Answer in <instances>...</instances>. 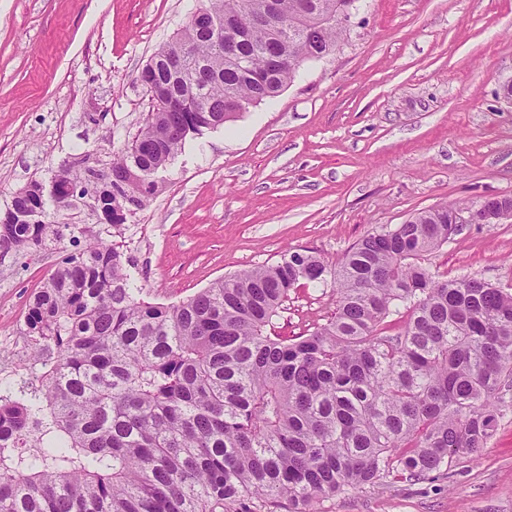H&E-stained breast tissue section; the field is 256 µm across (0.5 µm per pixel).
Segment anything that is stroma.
Instances as JSON below:
<instances>
[{"label": "stroma", "instance_id": "stroma-1", "mask_svg": "<svg viewBox=\"0 0 512 512\" xmlns=\"http://www.w3.org/2000/svg\"><path fill=\"white\" fill-rule=\"evenodd\" d=\"M206 0H0V210L80 153L102 162L152 109L137 76ZM120 228L50 211L79 243L122 244L146 300L171 304L290 250L328 263L443 205L512 196V0H358L335 52L276 98L188 141ZM63 255L0 252V381L24 364L30 295ZM448 278L512 285V219L467 221L429 257ZM331 286L292 292L276 327L326 319ZM319 512H512V410L475 460L420 483L326 498Z\"/></svg>", "mask_w": 512, "mask_h": 512}]
</instances>
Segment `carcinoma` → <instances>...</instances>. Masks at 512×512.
<instances>
[{
    "mask_svg": "<svg viewBox=\"0 0 512 512\" xmlns=\"http://www.w3.org/2000/svg\"><path fill=\"white\" fill-rule=\"evenodd\" d=\"M357 0H208L179 32L197 84L155 53L145 125L98 182L80 154L51 189L0 211V251L64 241L47 202L114 227L141 209L187 141L274 98L336 49ZM233 42L238 57L224 45ZM512 197L486 198L487 212ZM454 205L364 236L330 265L294 250L173 304L146 301L123 245L66 255L25 320L39 385L0 383V512H224L242 496L318 500L465 467L511 408L512 287L444 278L428 256L462 229ZM336 287L298 336L270 331L290 293Z\"/></svg>",
    "mask_w": 512,
    "mask_h": 512,
    "instance_id": "cac0c4a2",
    "label": "carcinoma"
}]
</instances>
